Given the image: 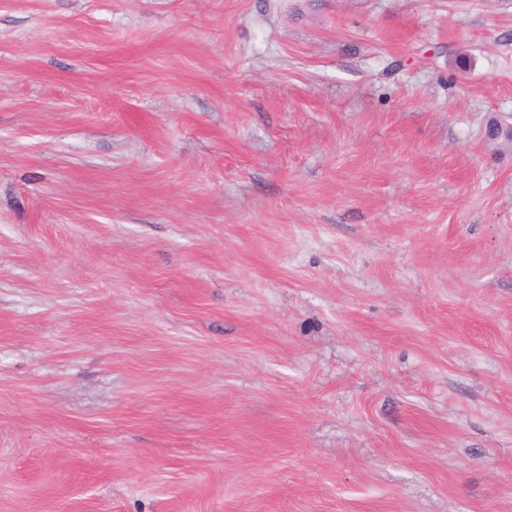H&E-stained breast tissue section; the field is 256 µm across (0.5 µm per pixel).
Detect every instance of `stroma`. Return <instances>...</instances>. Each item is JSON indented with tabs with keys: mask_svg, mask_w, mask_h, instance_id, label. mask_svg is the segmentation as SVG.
<instances>
[{
	"mask_svg": "<svg viewBox=\"0 0 512 512\" xmlns=\"http://www.w3.org/2000/svg\"><path fill=\"white\" fill-rule=\"evenodd\" d=\"M512 0H0V512H512Z\"/></svg>",
	"mask_w": 512,
	"mask_h": 512,
	"instance_id": "1",
	"label": "stroma"
}]
</instances>
